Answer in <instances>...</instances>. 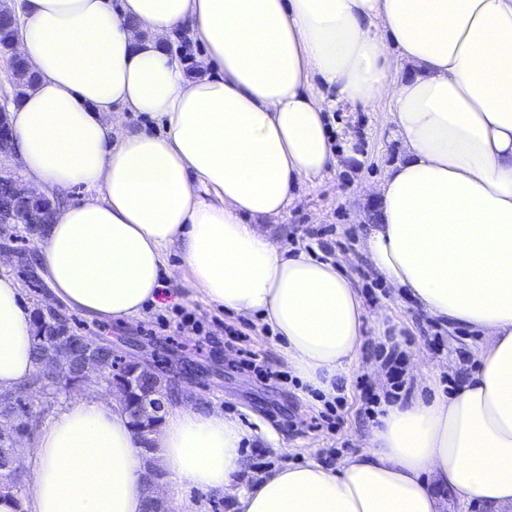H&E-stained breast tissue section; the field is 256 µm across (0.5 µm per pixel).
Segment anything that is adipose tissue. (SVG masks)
Masks as SVG:
<instances>
[{"instance_id":"obj_1","label":"adipose tissue","mask_w":512,"mask_h":512,"mask_svg":"<svg viewBox=\"0 0 512 512\" xmlns=\"http://www.w3.org/2000/svg\"><path fill=\"white\" fill-rule=\"evenodd\" d=\"M19 50L37 80L11 115L29 189L84 188L57 207L36 268L88 318L131 319L179 246L210 302L258 317L289 365L334 396L365 310L340 264L291 253L282 217L337 153L326 114L390 106L405 157L374 188L373 268L431 316L486 339L449 396L387 406L339 469L309 462L237 487L240 426L171 408L152 456L176 487L234 512H442L436 484L512 507V0H21ZM204 48L189 77L166 43ZM157 119L131 129L125 115ZM32 315L0 277V389L31 381ZM29 512H145L139 439L119 403L83 398L24 461ZM185 496L191 498L196 504L197 512H234L232 500L222 495L201 493L197 491L184 492Z\"/></svg>"}]
</instances>
